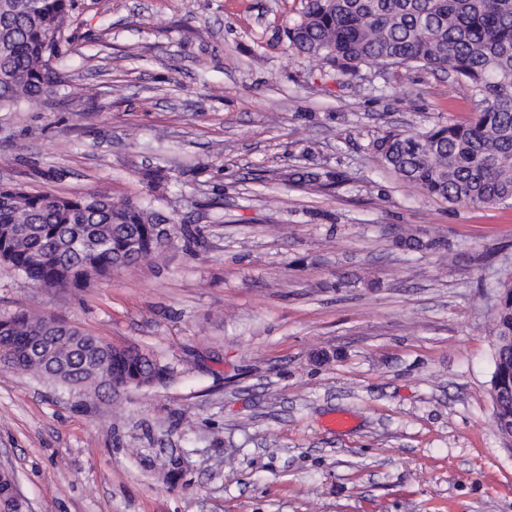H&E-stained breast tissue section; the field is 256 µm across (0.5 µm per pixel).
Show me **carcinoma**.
I'll list each match as a JSON object with an SVG mask.
<instances>
[{
    "mask_svg": "<svg viewBox=\"0 0 512 512\" xmlns=\"http://www.w3.org/2000/svg\"><path fill=\"white\" fill-rule=\"evenodd\" d=\"M74 0H0V108L49 97L66 82L59 44ZM288 47L319 56L345 75L363 66L441 70L470 93L475 116L424 132L389 131L376 142L382 162L430 197L450 205L512 201V0H307L287 32ZM155 212L105 194L64 196L0 186V266L40 288L82 287L81 276L112 275L127 239L141 252ZM493 328L500 429L512 427V285ZM0 364L79 396L98 394L101 372L149 387L168 366L136 347H116L54 316L19 310L0 317Z\"/></svg>",
    "mask_w": 512,
    "mask_h": 512,
    "instance_id": "carcinoma-1",
    "label": "carcinoma"
}]
</instances>
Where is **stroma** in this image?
<instances>
[{"instance_id":"obj_1","label":"stroma","mask_w":512,"mask_h":512,"mask_svg":"<svg viewBox=\"0 0 512 512\" xmlns=\"http://www.w3.org/2000/svg\"><path fill=\"white\" fill-rule=\"evenodd\" d=\"M305 5L75 0L68 83L0 111V184L102 193L176 227L86 288L0 267V313L52 314L171 370L104 417L0 368V467L28 512H512L490 392L512 205L429 197L375 149L469 119V93L430 68L343 77L294 54ZM407 232L428 249L399 247Z\"/></svg>"}]
</instances>
